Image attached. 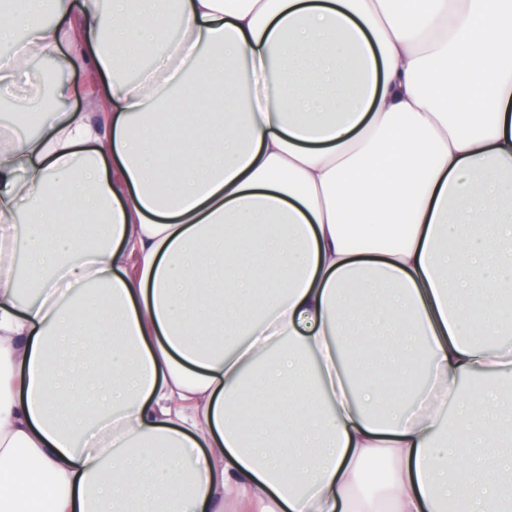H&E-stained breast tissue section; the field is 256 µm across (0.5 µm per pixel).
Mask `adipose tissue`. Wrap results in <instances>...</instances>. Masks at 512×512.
Listing matches in <instances>:
<instances>
[{
	"mask_svg": "<svg viewBox=\"0 0 512 512\" xmlns=\"http://www.w3.org/2000/svg\"><path fill=\"white\" fill-rule=\"evenodd\" d=\"M177 11L0 0V512H512V0ZM65 76L71 80L76 89L75 95L69 104L70 108L83 112H98L89 108V102L95 98L99 87L102 86V82L97 80V84L95 86L87 88L84 79L87 74L83 71H70L67 72Z\"/></svg>",
	"mask_w": 512,
	"mask_h": 512,
	"instance_id": "adipose-tissue-1",
	"label": "adipose tissue"
}]
</instances>
